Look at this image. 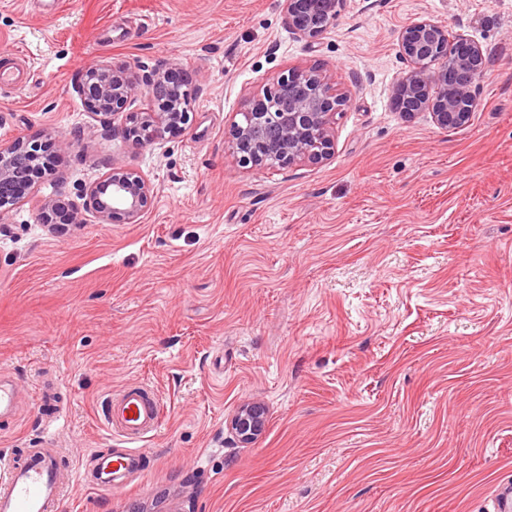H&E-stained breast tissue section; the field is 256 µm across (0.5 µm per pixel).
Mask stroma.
Here are the masks:
<instances>
[{
	"label": "stroma",
	"mask_w": 512,
	"mask_h": 512,
	"mask_svg": "<svg viewBox=\"0 0 512 512\" xmlns=\"http://www.w3.org/2000/svg\"><path fill=\"white\" fill-rule=\"evenodd\" d=\"M422 18L484 50L465 126L390 105ZM16 52L34 69L0 87V144L54 164L0 219V372L26 394L0 459L49 435L82 471L114 446L103 400L141 382L164 408L146 470L112 494L73 480L62 512H491L512 480V0H346L311 43L280 0H0ZM138 63L191 78L184 130L146 146L79 91ZM310 66L350 99L329 159L242 167L246 101ZM115 168L154 186L137 223L86 204ZM49 201L77 222L45 223ZM246 403L267 422L244 448ZM266 426V410L259 403L240 406L230 420L231 430L238 441L251 445L257 441Z\"/></svg>",
	"instance_id": "obj_1"
}]
</instances>
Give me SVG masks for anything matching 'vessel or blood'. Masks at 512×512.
Wrapping results in <instances>:
<instances>
[{
	"mask_svg": "<svg viewBox=\"0 0 512 512\" xmlns=\"http://www.w3.org/2000/svg\"><path fill=\"white\" fill-rule=\"evenodd\" d=\"M21 403L17 385L0 374V417L15 416ZM102 414L123 449L95 452L88 484L104 492L119 491L145 468L147 453L141 444L157 432L162 403L149 385H131L107 397ZM65 492L58 450L34 448L23 462L9 463L0 477V512H60Z\"/></svg>",
	"mask_w": 512,
	"mask_h": 512,
	"instance_id": "b4317fda",
	"label": "vessel or blood"
}]
</instances>
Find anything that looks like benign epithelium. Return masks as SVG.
Masks as SVG:
<instances>
[{"instance_id": "1", "label": "benign epithelium", "mask_w": 512, "mask_h": 512, "mask_svg": "<svg viewBox=\"0 0 512 512\" xmlns=\"http://www.w3.org/2000/svg\"><path fill=\"white\" fill-rule=\"evenodd\" d=\"M308 0H283L288 26L301 40L322 36L344 7V0H318V12L305 10ZM399 54L406 70L397 82L392 104L405 115L429 110L442 127L468 123L476 105V74L485 68L482 48L469 36L422 18L398 34ZM180 67L92 66L85 71L80 93L91 111L106 124L138 96L147 97V111L129 117L123 130L135 145H151L181 128L188 119V96L172 94L187 86ZM348 104L331 78L319 67L290 69L272 87L248 100L241 120L231 130V150L245 167L263 170L275 165L319 163L333 144L336 115ZM41 159L37 141L18 137L0 146V216L20 202L31 173ZM153 194L150 180L130 169H114L87 193V205L107 223L133 224ZM266 426V410L259 403L240 406L230 420L238 441L251 445Z\"/></svg>"}]
</instances>
